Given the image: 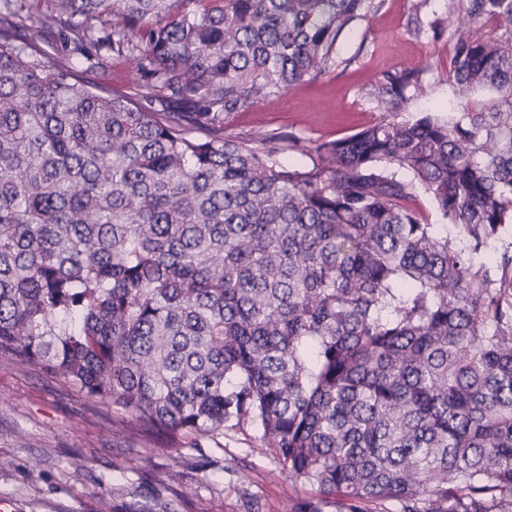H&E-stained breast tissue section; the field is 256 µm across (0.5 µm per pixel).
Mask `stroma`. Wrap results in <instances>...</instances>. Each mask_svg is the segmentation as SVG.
<instances>
[{"mask_svg":"<svg viewBox=\"0 0 512 512\" xmlns=\"http://www.w3.org/2000/svg\"><path fill=\"white\" fill-rule=\"evenodd\" d=\"M448 6V0H382L344 35L335 70L300 83L275 106L226 115L225 134L296 137L303 150L284 151L280 162L311 166L312 147L383 118L370 86L413 61L424 67L423 89L408 90L394 118L458 119L453 43L430 28L447 19ZM42 45L73 64L84 82L135 94L139 76L125 58L88 63L56 31L45 32ZM303 492L251 429L225 431L215 442L187 438L163 450L121 410L0 357V498L15 500L21 512H130L136 502L153 512H246L253 502L259 512H288L289 496Z\"/></svg>","mask_w":512,"mask_h":512,"instance_id":"stroma-1","label":"stroma"}]
</instances>
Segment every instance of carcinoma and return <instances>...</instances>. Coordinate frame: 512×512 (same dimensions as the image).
<instances>
[{
	"label": "carcinoma",
	"mask_w": 512,
	"mask_h": 512,
	"mask_svg": "<svg viewBox=\"0 0 512 512\" xmlns=\"http://www.w3.org/2000/svg\"><path fill=\"white\" fill-rule=\"evenodd\" d=\"M41 2L0 0V357L167 447L252 428L310 490L290 512H512V275L474 261L512 224V0L448 11L458 120L382 119L306 168L224 115L330 73L382 0ZM57 26L132 61L136 97L48 54Z\"/></svg>",
	"instance_id": "cac0c4a2"
}]
</instances>
